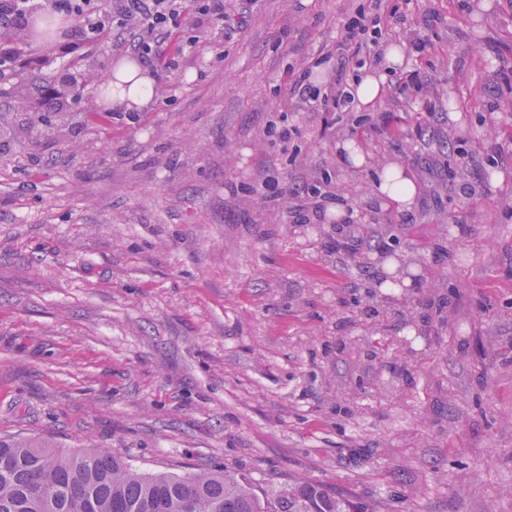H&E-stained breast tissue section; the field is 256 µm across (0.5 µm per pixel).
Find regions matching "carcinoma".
<instances>
[{
  "label": "carcinoma",
  "mask_w": 512,
  "mask_h": 512,
  "mask_svg": "<svg viewBox=\"0 0 512 512\" xmlns=\"http://www.w3.org/2000/svg\"><path fill=\"white\" fill-rule=\"evenodd\" d=\"M61 24L31 22L18 32L0 21V45L54 39ZM0 512H367L340 490L308 479L259 485L224 470L144 473L110 448L64 451L0 437Z\"/></svg>",
  "instance_id": "cac0c4a2"
}]
</instances>
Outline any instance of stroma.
I'll return each instance as SVG.
<instances>
[{
	"instance_id": "1",
	"label": "stroma",
	"mask_w": 512,
	"mask_h": 512,
	"mask_svg": "<svg viewBox=\"0 0 512 512\" xmlns=\"http://www.w3.org/2000/svg\"><path fill=\"white\" fill-rule=\"evenodd\" d=\"M176 2L143 110L102 95L129 28L0 77V436L303 477L368 512H512V0ZM356 17L403 67L372 111L299 103L302 76L353 89ZM65 80L62 105L17 98ZM389 163L411 210L375 198ZM394 256L412 286L366 296Z\"/></svg>"
}]
</instances>
